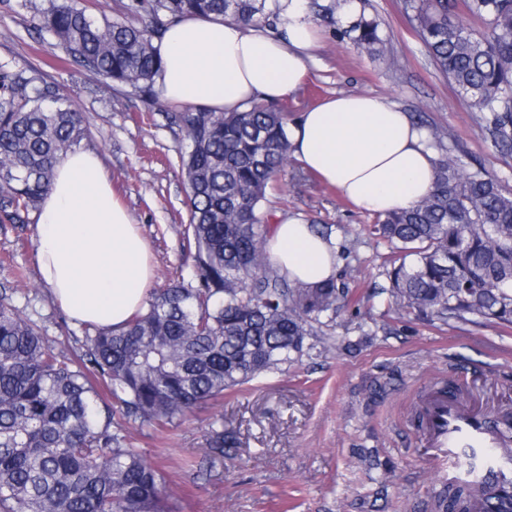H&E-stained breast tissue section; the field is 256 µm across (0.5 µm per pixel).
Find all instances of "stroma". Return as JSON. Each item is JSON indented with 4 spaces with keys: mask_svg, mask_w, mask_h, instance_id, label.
I'll list each match as a JSON object with an SVG mask.
<instances>
[{
    "mask_svg": "<svg viewBox=\"0 0 512 512\" xmlns=\"http://www.w3.org/2000/svg\"><path fill=\"white\" fill-rule=\"evenodd\" d=\"M388 39L383 54L361 53L321 26L304 87L279 109L296 120L337 93L382 97L424 131L447 129L462 158L512 187V154L486 134L477 108L436 68L403 10V0H371ZM31 11L0 0V63L37 68L89 122L81 146L97 151L112 188L145 235L154 290L190 279L184 256L187 185L177 164L184 132L130 88L78 69L33 31ZM270 223L293 217L328 224L336 276L349 287L331 348L315 345L282 370L196 407L163 428L131 429V445L166 479L172 512H436L448 478L427 465L417 415L430 396L456 389L489 419L512 413V328L473 319L441 324L397 311L381 288L390 248L366 230L373 220L335 188L309 174L284 176L264 206ZM35 224L0 226V294L68 355L83 353L74 323L43 288ZM239 432L240 445L217 457L208 449L215 421Z\"/></svg>",
    "mask_w": 512,
    "mask_h": 512,
    "instance_id": "1",
    "label": "stroma"
}]
</instances>
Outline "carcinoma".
<instances>
[{
	"label": "carcinoma",
	"instance_id": "obj_1",
	"mask_svg": "<svg viewBox=\"0 0 512 512\" xmlns=\"http://www.w3.org/2000/svg\"><path fill=\"white\" fill-rule=\"evenodd\" d=\"M351 0H309L314 16L353 36L368 55L383 51L379 23L343 25ZM463 5L467 21H454ZM439 71L483 114L494 144L512 151V0H403ZM129 16L98 18L78 0L36 11L40 37L73 64L160 102L155 40L191 15L276 30L280 0H129ZM188 141L180 156L188 185L186 248L193 279L153 295L121 330L92 327L81 358L55 351L41 327L0 296V512H165L160 470L130 448L125 425L165 427L326 344L345 283L290 281L272 266L262 208L292 161L288 124L256 100L238 112H173ZM88 127L60 87L31 65L0 64V224H27L54 177L56 158ZM456 136L432 134L435 189L408 209L376 214L370 235L389 243L387 285L399 310L430 322L484 321L512 327V192L456 153ZM105 384L107 402L92 382ZM217 456L239 445L214 428ZM439 512H471L468 487L437 500Z\"/></svg>",
	"mask_w": 512,
	"mask_h": 512
}]
</instances>
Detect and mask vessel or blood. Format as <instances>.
I'll return each instance as SVG.
<instances>
[{"instance_id":"1","label":"vessel or blood","mask_w":512,"mask_h":512,"mask_svg":"<svg viewBox=\"0 0 512 512\" xmlns=\"http://www.w3.org/2000/svg\"><path fill=\"white\" fill-rule=\"evenodd\" d=\"M428 454L433 462L466 463L480 472L488 462L498 469L512 471V459L498 456L493 441V428L487 421L462 412L447 397L431 399L425 416ZM476 512H512V500L502 498L490 477L482 476L473 497Z\"/></svg>"}]
</instances>
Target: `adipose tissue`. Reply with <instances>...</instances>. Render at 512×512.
Returning <instances> with one entry per match:
<instances>
[{
  "mask_svg": "<svg viewBox=\"0 0 512 512\" xmlns=\"http://www.w3.org/2000/svg\"><path fill=\"white\" fill-rule=\"evenodd\" d=\"M286 38L234 21L188 16L158 42L156 90L166 101L236 112L250 101H280L307 76L315 26L302 0H289ZM293 156L373 214L405 209L434 188L435 155L397 105L369 94H338L288 126ZM36 262L52 300L80 324L123 327L148 306L149 246L115 197L96 151L58 157L37 213ZM267 249L289 279L320 284L336 274V245L309 224L281 219Z\"/></svg>",
  "mask_w": 512,
  "mask_h": 512,
  "instance_id": "obj_1",
  "label": "adipose tissue"
}]
</instances>
